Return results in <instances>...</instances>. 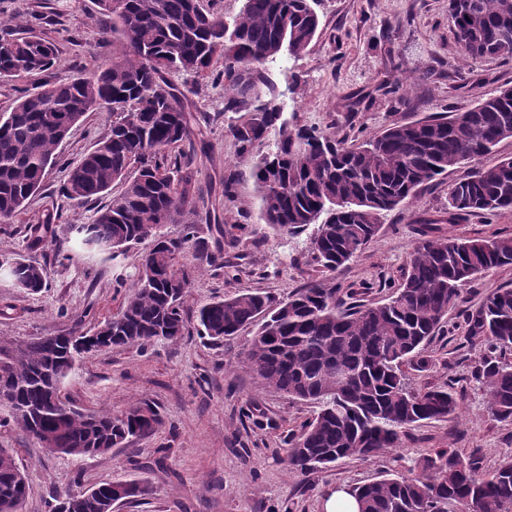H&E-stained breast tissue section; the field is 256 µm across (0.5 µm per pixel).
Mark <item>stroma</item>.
<instances>
[{
	"mask_svg": "<svg viewBox=\"0 0 512 512\" xmlns=\"http://www.w3.org/2000/svg\"><path fill=\"white\" fill-rule=\"evenodd\" d=\"M316 10L320 28L309 49L297 58L281 54L255 73L256 104L275 105L292 124L319 128L351 144L379 136L395 122L451 116L512 87V59L461 54L448 22V0H319ZM22 33L55 45V63L42 74L46 80L99 71L112 55V35L95 0H0V38ZM169 80L205 131L193 155L200 235L212 241L221 227L253 228L225 251L224 268L206 270L193 282L184 301L189 315L200 304L246 290L285 300L321 280L354 302L384 301L403 281L426 219L443 216L452 186L472 170L461 164L423 185L415 198L386 213L378 235L357 257L330 273L314 258L310 232L290 237L261 224L254 161L238 157L217 117L224 109L223 83L209 75L173 74ZM111 123L107 108L86 113L61 143V161L48 169L41 190L10 223H0V262L25 259L46 274V286L36 294L0 278V305L15 308L10 317L0 316L1 342L64 333L77 318L93 327L116 313L132 292L148 243L115 259L60 257L71 247L69 225L91 223L99 208L60 195L66 165L91 150ZM228 168L239 176L231 199L221 185ZM47 220L52 233L32 245L30 226ZM437 233L512 235V208L444 223ZM500 288H512V265L478 274L464 286L463 302L446 316L444 335L422 351L425 366L403 367L414 389L452 385L458 415L416 424L398 448L377 457L345 458L305 474L289 470L285 448L315 407L268 388L242 365L257 325L221 343L192 327L181 339L143 353L114 347L86 354L64 385L77 407L117 413L148 399L158 405L163 424L152 435L79 462L29 439L10 408L0 404V448L13 451L30 483L22 512H51L57 494L113 481L151 487L149 496L122 504L117 512H323L326 496L336 488L367 483L389 469L407 472L439 448L466 456L479 452L483 472H491L512 456V421L491 415L487 391L471 375L481 347L470 335L467 315Z\"/></svg>",
	"mask_w": 512,
	"mask_h": 512,
	"instance_id": "35a3bbf8",
	"label": "stroma"
}]
</instances>
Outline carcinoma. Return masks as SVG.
Here are the masks:
<instances>
[{
    "mask_svg": "<svg viewBox=\"0 0 512 512\" xmlns=\"http://www.w3.org/2000/svg\"><path fill=\"white\" fill-rule=\"evenodd\" d=\"M318 0H244L232 23L205 11L200 0H96L112 31V58L86 77L45 80L18 90L12 111L0 114V223L13 218L41 188L57 149L73 126L102 106L112 111L107 134L68 165L62 195L77 203L102 198L90 224H72L70 239L110 252L151 242L134 291L122 309L93 329L78 319L62 336L0 344V401L43 448L84 459L155 432L158 407L140 401L116 414L74 407L63 393L82 353L111 347L141 351L183 336L182 304L199 272L224 267V245L198 235L192 158L178 151L197 132L168 72L198 76L224 56L216 77L232 95L224 112L238 153L251 156L275 133V148L254 165L263 223L286 234L316 226L312 251L327 270L355 258L378 233L382 215L448 169L489 153L512 138V87L451 118L393 123L377 138L349 144L316 128H302L267 104L251 108L257 67L283 50L299 57L320 26ZM448 20L468 58H512V0H448ZM54 46L36 36L0 39V79L48 70ZM120 185L113 192L114 185ZM512 208V157L478 167L448 195L450 224L465 216ZM178 224V235L168 226ZM193 250L194 262L182 261ZM512 264V236H429L410 251L407 275L383 303H346L317 281L285 301L243 292L200 306V333L222 342L261 320L241 363L269 387L317 411L285 449L288 467L305 473L341 458L376 457L396 448L421 421L446 420L459 403L449 388L415 391L402 365L418 361L461 302L476 275ZM38 292L41 267L17 259L0 276ZM471 336L484 344L474 378L489 389L492 415L512 420V288L489 294L470 316ZM85 340L84 350L70 338ZM117 483L56 497L52 512H104ZM29 486L12 453L0 448V512H20ZM349 493L358 512H512V458L489 474L480 458L440 448L422 458L418 473L386 474Z\"/></svg>",
    "mask_w": 512,
    "mask_h": 512,
    "instance_id": "1",
    "label": "carcinoma"
}]
</instances>
